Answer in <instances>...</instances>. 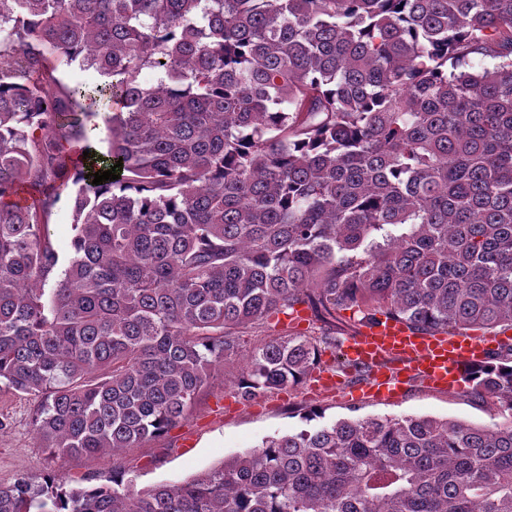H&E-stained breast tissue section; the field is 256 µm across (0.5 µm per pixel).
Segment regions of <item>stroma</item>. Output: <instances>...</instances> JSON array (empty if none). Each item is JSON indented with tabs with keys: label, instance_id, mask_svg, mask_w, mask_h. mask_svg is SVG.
<instances>
[{
	"label": "stroma",
	"instance_id": "stroma-1",
	"mask_svg": "<svg viewBox=\"0 0 512 512\" xmlns=\"http://www.w3.org/2000/svg\"><path fill=\"white\" fill-rule=\"evenodd\" d=\"M50 241L61 262H68L75 235L71 200L61 196L49 219ZM324 373L341 381L343 392H314L308 384L274 389L245 402L236 397L233 383L242 363L216 365L213 376L195 397L186 420L162 436L148 439L118 454H104L95 461L80 456L52 457L39 448L32 432L35 402L8 389H0V483L13 482L21 473L42 476L62 473L71 485L104 483L113 464H120L137 487L159 482H181L225 458L257 447L269 436L304 428L301 410L323 409L325 421L367 416H433L487 425L495 407L475 398L469 388L434 391L422 384L410 385L400 399L366 397L351 400L345 390L360 384V373L346 369L331 354L322 357Z\"/></svg>",
	"mask_w": 512,
	"mask_h": 512
}]
</instances>
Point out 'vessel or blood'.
Masks as SVG:
<instances>
[{
  "label": "vessel or blood",
  "mask_w": 512,
  "mask_h": 512,
  "mask_svg": "<svg viewBox=\"0 0 512 512\" xmlns=\"http://www.w3.org/2000/svg\"><path fill=\"white\" fill-rule=\"evenodd\" d=\"M490 345V340L468 335L416 332L386 319L348 337L342 354L350 363L369 368L368 390L394 396L411 379L439 391L462 385L473 368L485 363Z\"/></svg>",
  "instance_id": "1"
}]
</instances>
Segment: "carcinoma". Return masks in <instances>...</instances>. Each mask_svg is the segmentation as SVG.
<instances>
[{"label": "carcinoma", "instance_id": "1", "mask_svg": "<svg viewBox=\"0 0 512 512\" xmlns=\"http://www.w3.org/2000/svg\"><path fill=\"white\" fill-rule=\"evenodd\" d=\"M75 63L106 81L61 86ZM298 305L512 329V0H0V384L40 447L158 437L236 357L243 400L302 383L336 337L244 341ZM470 385L498 420L310 409L183 482L21 474L0 512H512V346ZM50 241L58 252L61 266L58 271L65 268L72 252V239L76 234L73 224V212L68 191L61 193V198L52 211L49 219Z\"/></svg>", "mask_w": 512, "mask_h": 512}]
</instances>
